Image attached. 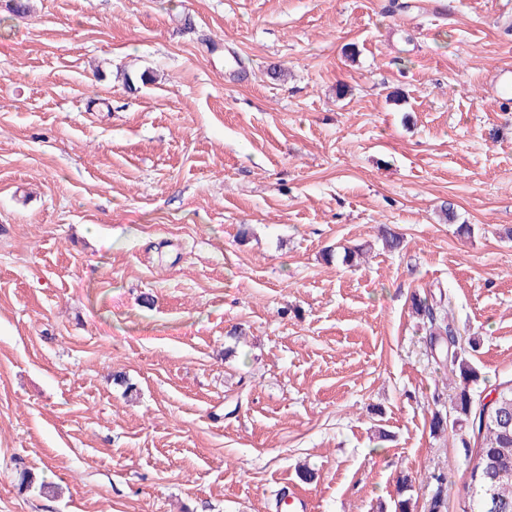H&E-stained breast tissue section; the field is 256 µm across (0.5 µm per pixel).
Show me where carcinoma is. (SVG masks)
Listing matches in <instances>:
<instances>
[{
    "label": "carcinoma",
    "instance_id": "obj_1",
    "mask_svg": "<svg viewBox=\"0 0 512 512\" xmlns=\"http://www.w3.org/2000/svg\"><path fill=\"white\" fill-rule=\"evenodd\" d=\"M411 307L416 315L429 325L430 347L446 348L444 362L448 374L459 378L448 412L439 409L432 412L430 429L442 434L448 429V421L460 428H469L460 437L466 448L468 463L479 458L480 470H470L467 485L469 502L465 512H512V380L495 388L498 398L490 405L480 402L470 385L479 380V372L466 357L458 341L459 331L448 323L428 297L415 295ZM436 490L429 500L428 512H446L447 478L433 474Z\"/></svg>",
    "mask_w": 512,
    "mask_h": 512
}]
</instances>
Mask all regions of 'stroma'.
Returning a JSON list of instances; mask_svg holds the SVG:
<instances>
[{"label":"stroma","instance_id":"obj_1","mask_svg":"<svg viewBox=\"0 0 512 512\" xmlns=\"http://www.w3.org/2000/svg\"><path fill=\"white\" fill-rule=\"evenodd\" d=\"M392 3L0 0V512H462L411 297L512 379V19Z\"/></svg>","mask_w":512,"mask_h":512}]
</instances>
